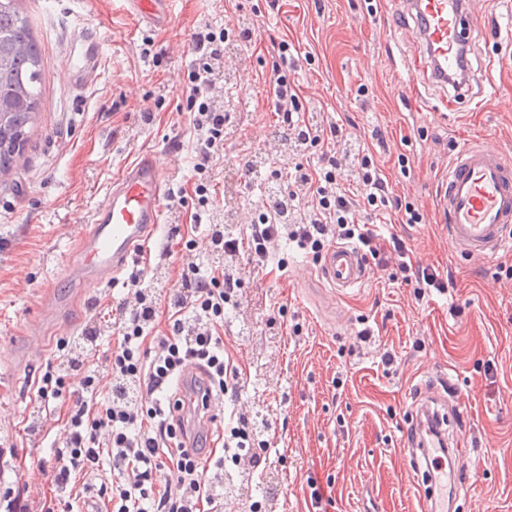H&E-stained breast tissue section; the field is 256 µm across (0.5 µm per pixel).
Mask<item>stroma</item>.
<instances>
[{"mask_svg":"<svg viewBox=\"0 0 512 512\" xmlns=\"http://www.w3.org/2000/svg\"><path fill=\"white\" fill-rule=\"evenodd\" d=\"M19 6L43 73L31 136L0 174V443L18 452L6 482L34 497L50 494L40 464L51 461L63 418L42 414L34 380L46 363H62L60 341L100 364L123 318L127 274L113 286L78 290L53 278L58 254L78 244L112 179L149 151L167 191L184 193L183 202L165 201L160 228L142 249L147 286L165 294L192 259L223 268V256L210 251L209 225L245 236L266 203V182L287 188L296 164L316 163L296 130L281 131L267 98L272 44L284 39L311 58L297 73L306 123L343 121L373 153L394 194L423 216L394 224V232L414 261L451 272L455 286L419 297L392 271L374 268L365 285L339 295L320 279L316 259L284 237L270 248L268 271L236 258L242 288L224 322V348L244 371L242 400L256 438L272 450L253 490L268 491L274 512H418L429 478L415 472L400 442L418 385L444 381L460 401L468 464L455 512H512V277L499 270L512 264V252L462 258L437 206L448 162L468 140L512 153V0H475L491 27L471 48L472 97L452 107L453 90L407 68L419 45L397 17L403 0H172L163 27L140 23L124 0ZM207 22L233 36L251 27L255 36L221 61L235 78L237 106L224 149L202 176L186 98L192 35ZM86 23L109 49L97 78L78 90L64 62L72 29ZM257 157L265 179L246 180L244 164ZM202 180L215 204L198 225L194 188ZM175 226L194 239V251L171 239ZM51 290L68 310L41 337L39 304ZM367 326L372 336L360 339ZM90 331L96 342L84 340ZM22 347L38 361H23ZM387 352L399 357L390 367ZM311 478L326 493L318 506Z\"/></svg>","mask_w":512,"mask_h":512,"instance_id":"obj_1","label":"stroma"}]
</instances>
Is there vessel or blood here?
Segmentation results:
<instances>
[{
  "instance_id": "1",
  "label": "vessel or blood",
  "mask_w": 512,
  "mask_h": 512,
  "mask_svg": "<svg viewBox=\"0 0 512 512\" xmlns=\"http://www.w3.org/2000/svg\"><path fill=\"white\" fill-rule=\"evenodd\" d=\"M127 2L143 21L165 25L170 0ZM411 6L423 73L429 83L447 87L460 67L463 49L484 36V16L472 8L471 0H411ZM106 50L93 28L74 30L65 62L74 87L84 86L96 75ZM165 194V176L150 152L140 154L113 178L77 249L61 260L70 285L117 280L140 242L152 238ZM438 200L456 251L485 259L512 248V158L502 151L477 141L460 147L441 181ZM318 266L321 279L340 292L361 287L368 279L362 253L348 244L329 247ZM64 308L63 300L45 297L39 306L42 328L56 325ZM200 378L195 368L182 375L179 389L186 406L196 401ZM466 479V472L458 468H440L420 512H448L449 497Z\"/></svg>"
}]
</instances>
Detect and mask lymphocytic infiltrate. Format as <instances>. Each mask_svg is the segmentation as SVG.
Instances as JSON below:
<instances>
[{
  "instance_id": "f902f5d3",
  "label": "lymphocytic infiltrate",
  "mask_w": 512,
  "mask_h": 512,
  "mask_svg": "<svg viewBox=\"0 0 512 512\" xmlns=\"http://www.w3.org/2000/svg\"><path fill=\"white\" fill-rule=\"evenodd\" d=\"M224 29L199 27L193 34L195 58L187 73V107L198 133L197 172H206L214 155L224 148V130L230 115L212 104L216 86L214 63L224 56ZM279 61L270 82L271 107L281 123L299 128L301 140L317 153L312 168H300L295 179L305 185V194L289 192L288 205L300 220L282 224L279 206H266L247 227L249 260L266 268L269 244L282 236L296 242L313 255L343 241L354 244L374 264L385 268L397 258V268L405 282L417 290L442 291L452 287L453 277L416 264L403 236L383 235L372 222L385 211H404L410 224L421 223L420 213L404 208L381 177L374 158L359 150L340 159L335 141L343 140L340 124L328 127H301L305 110L291 77L297 68L288 58L289 45H277ZM355 182L365 189L353 198L345 188ZM136 283L134 303L112 341L105 366L110 376L108 392L100 390L98 370L86 368L84 357L67 353L73 370L82 372L78 389H71L67 375L47 366L36 380L41 404L67 399L62 447L56 448L48 470L49 483L66 490L77 476L100 472L104 458H111L108 477L97 490L106 512H222L224 483L229 468L256 473L268 461L254 452L253 432L245 414L232 411L220 435L221 447L204 450L199 441L185 442L181 411L183 404L172 387L186 368L205 374L199 387L201 406L216 396L230 403L241 397L242 373L224 353L219 330L224 325L226 305L235 303L241 288L229 269H201L188 264L181 282L169 295L172 309L167 334L154 335L159 313V296L144 287L143 270L133 271ZM172 466L175 484L159 485L158 471Z\"/></svg>"
}]
</instances>
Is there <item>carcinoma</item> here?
<instances>
[{
  "instance_id": "cac0c4a2",
  "label": "carcinoma",
  "mask_w": 512,
  "mask_h": 512,
  "mask_svg": "<svg viewBox=\"0 0 512 512\" xmlns=\"http://www.w3.org/2000/svg\"><path fill=\"white\" fill-rule=\"evenodd\" d=\"M19 0H0V173L16 161L41 111L42 53Z\"/></svg>"
}]
</instances>
